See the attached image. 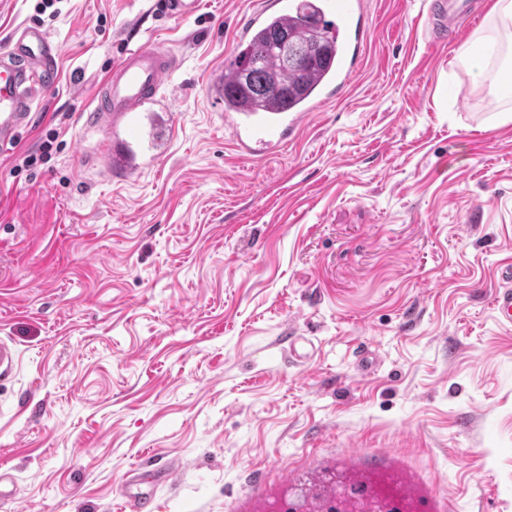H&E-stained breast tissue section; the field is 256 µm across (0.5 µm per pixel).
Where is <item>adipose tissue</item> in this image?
I'll use <instances>...</instances> for the list:
<instances>
[{
  "label": "adipose tissue",
  "instance_id": "adipose-tissue-1",
  "mask_svg": "<svg viewBox=\"0 0 512 512\" xmlns=\"http://www.w3.org/2000/svg\"><path fill=\"white\" fill-rule=\"evenodd\" d=\"M452 63L512 98V0H497L487 27L456 50Z\"/></svg>",
  "mask_w": 512,
  "mask_h": 512
}]
</instances>
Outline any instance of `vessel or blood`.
<instances>
[{"label":"vessel or blood","instance_id":"1","mask_svg":"<svg viewBox=\"0 0 512 512\" xmlns=\"http://www.w3.org/2000/svg\"><path fill=\"white\" fill-rule=\"evenodd\" d=\"M316 11L336 18L338 57L335 66L326 68L318 78L315 96L296 112H262L254 109L228 112L225 125L237 148L248 155H267L301 131L313 112L330 102L335 91L347 83L358 65V46L350 35L364 13L363 0H316ZM468 9V0H444L436 15L440 27L455 30L458 16ZM297 11L294 0H266L256 10L242 37L252 36L269 20H287ZM175 68V61L163 46L129 50L109 68L96 84L89 108L97 124L116 128L105 141L101 163L106 172L127 175L133 137L141 133L142 112L157 103L165 78ZM61 80L59 48L39 25L30 24L16 31L6 49L0 51V147L18 142L32 122L38 97L55 88ZM174 125L170 110L155 114L149 136L155 145H164ZM502 285L493 297L499 322L512 326V263L498 271ZM134 490L128 495L129 512H154L153 499L140 479H133ZM305 498L311 499L318 512L342 500L364 505L366 512H454L450 494L437 491L422 472L398 455L380 452L365 457L352 452L336 456L333 480L306 486Z\"/></svg>","mask_w":512,"mask_h":512}]
</instances>
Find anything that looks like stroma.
I'll use <instances>...</instances> for the list:
<instances>
[{"label":"stroma","instance_id":"35a3bbf8","mask_svg":"<svg viewBox=\"0 0 512 512\" xmlns=\"http://www.w3.org/2000/svg\"><path fill=\"white\" fill-rule=\"evenodd\" d=\"M162 2L58 0L62 79L0 151V339L21 354L0 379V512H121L131 471L169 462L155 512H230L341 450L403 456L455 512H512V329L492 305L512 122L449 66L496 0L452 34L434 0H366L362 68L261 158L208 83L260 0L187 20ZM156 44L175 129L115 178L91 88Z\"/></svg>","mask_w":512,"mask_h":512}]
</instances>
